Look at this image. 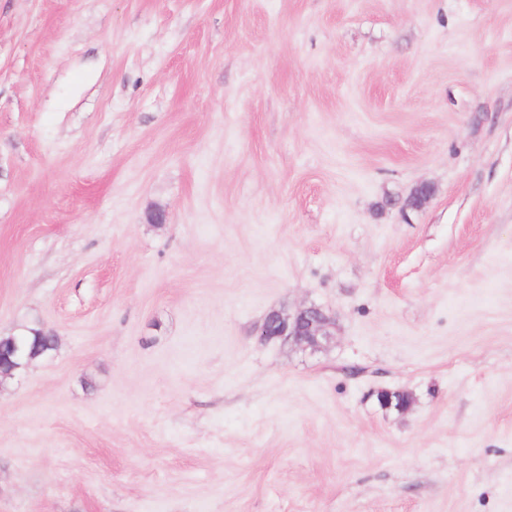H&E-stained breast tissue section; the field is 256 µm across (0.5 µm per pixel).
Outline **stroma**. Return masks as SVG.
<instances>
[{
  "label": "stroma",
  "mask_w": 512,
  "mask_h": 512,
  "mask_svg": "<svg viewBox=\"0 0 512 512\" xmlns=\"http://www.w3.org/2000/svg\"><path fill=\"white\" fill-rule=\"evenodd\" d=\"M33 325L0 512H512V0H0ZM331 326L330 315L322 308L310 305L293 314L269 313L261 327V336L318 347L332 336ZM13 341H21L25 344L26 349L20 360V363L23 365L46 356L55 349L53 336L35 327H28L20 333L0 337V343L6 342L10 344Z\"/></svg>",
  "instance_id": "1"
}]
</instances>
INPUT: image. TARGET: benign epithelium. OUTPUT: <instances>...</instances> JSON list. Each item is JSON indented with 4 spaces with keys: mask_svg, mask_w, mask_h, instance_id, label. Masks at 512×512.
I'll use <instances>...</instances> for the list:
<instances>
[{
    "mask_svg": "<svg viewBox=\"0 0 512 512\" xmlns=\"http://www.w3.org/2000/svg\"><path fill=\"white\" fill-rule=\"evenodd\" d=\"M331 326L330 315L322 308L310 305L293 314L269 313L261 327V336L318 347L332 336ZM380 402L386 407L404 410L409 406V397L402 392L386 391L380 394Z\"/></svg>",
    "mask_w": 512,
    "mask_h": 512,
    "instance_id": "1",
    "label": "benign epithelium"
}]
</instances>
